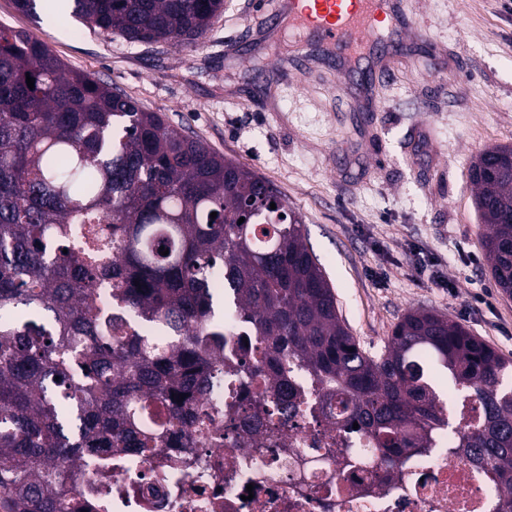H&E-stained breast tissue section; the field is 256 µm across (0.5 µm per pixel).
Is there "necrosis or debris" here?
Segmentation results:
<instances>
[{"label":"necrosis or debris","instance_id":"4bbe7bcc","mask_svg":"<svg viewBox=\"0 0 512 512\" xmlns=\"http://www.w3.org/2000/svg\"><path fill=\"white\" fill-rule=\"evenodd\" d=\"M454 445V435H442L400 465L393 485L381 483V457L361 433L287 427L260 447L238 433L225 446L156 448L113 458L112 512H493L490 471L452 455ZM342 446L364 449L356 468L330 458Z\"/></svg>","mask_w":512,"mask_h":512}]
</instances>
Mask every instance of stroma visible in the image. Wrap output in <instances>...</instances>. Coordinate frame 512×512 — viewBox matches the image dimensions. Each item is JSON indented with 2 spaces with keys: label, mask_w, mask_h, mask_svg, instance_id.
Instances as JSON below:
<instances>
[{
  "label": "stroma",
  "mask_w": 512,
  "mask_h": 512,
  "mask_svg": "<svg viewBox=\"0 0 512 512\" xmlns=\"http://www.w3.org/2000/svg\"><path fill=\"white\" fill-rule=\"evenodd\" d=\"M384 81L356 85L323 55L270 81L297 45L262 31L259 0H224L201 43L130 44L69 13L0 0V24L270 181L302 220L342 319L380 352L401 316L431 310L512 360V297L491 279L468 168L512 146V0H400ZM438 271L432 282L416 268Z\"/></svg>",
  "instance_id": "stroma-1"
}]
</instances>
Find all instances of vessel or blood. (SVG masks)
I'll return each mask as SVG.
<instances>
[{"label":"vessel or blood","instance_id":"obj_1","mask_svg":"<svg viewBox=\"0 0 512 512\" xmlns=\"http://www.w3.org/2000/svg\"><path fill=\"white\" fill-rule=\"evenodd\" d=\"M382 20L389 21L395 36L408 26L396 0H276L272 17L273 24H287L308 44L353 66L360 62L359 50L376 43Z\"/></svg>","mask_w":512,"mask_h":512}]
</instances>
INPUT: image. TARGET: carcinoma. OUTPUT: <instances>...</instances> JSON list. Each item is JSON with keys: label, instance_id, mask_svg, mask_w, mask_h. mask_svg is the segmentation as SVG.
<instances>
[{"label": "carcinoma", "instance_id": "cac0c4a2", "mask_svg": "<svg viewBox=\"0 0 512 512\" xmlns=\"http://www.w3.org/2000/svg\"><path fill=\"white\" fill-rule=\"evenodd\" d=\"M73 2L88 28L133 44L195 47L224 11V0ZM469 177L491 277L511 297L512 147L485 150ZM229 322L250 340L230 341ZM509 372L512 360L432 311L405 313L380 353L364 350L271 182L0 26V512H74L67 469L87 448L143 454L224 437L202 401L226 373L240 395L224 429L246 421L272 436L309 399L317 426L372 438L386 482L448 431L436 388L446 375L481 406L476 424L458 415L453 452L491 470L497 512H512ZM255 391L277 403L278 423L246 405ZM111 471L109 455L95 472L101 496Z\"/></svg>", "mask_w": 512, "mask_h": 512}]
</instances>
